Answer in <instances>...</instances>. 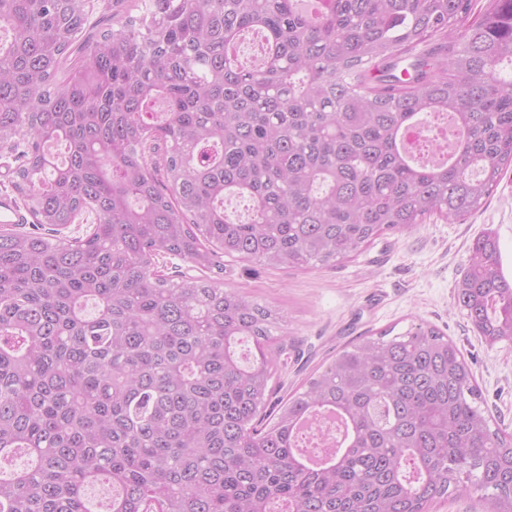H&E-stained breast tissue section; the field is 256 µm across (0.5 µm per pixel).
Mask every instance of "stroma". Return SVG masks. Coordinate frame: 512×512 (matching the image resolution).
<instances>
[{
  "mask_svg": "<svg viewBox=\"0 0 512 512\" xmlns=\"http://www.w3.org/2000/svg\"><path fill=\"white\" fill-rule=\"evenodd\" d=\"M487 230L511 280L512 171L465 223L434 217L417 230L377 240L357 259L323 269L266 268L228 258L219 279L225 288L282 310L287 349L280 357L279 396L322 371L356 336L390 328L400 333L424 321L456 343L485 406L512 432V342L485 344L454 298L469 247Z\"/></svg>",
  "mask_w": 512,
  "mask_h": 512,
  "instance_id": "35a3bbf8",
  "label": "stroma"
}]
</instances>
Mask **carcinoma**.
I'll return each instance as SVG.
<instances>
[{
	"label": "carcinoma",
	"instance_id": "cac0c4a2",
	"mask_svg": "<svg viewBox=\"0 0 512 512\" xmlns=\"http://www.w3.org/2000/svg\"><path fill=\"white\" fill-rule=\"evenodd\" d=\"M86 7L0 0V143L56 233L0 229V512H91L96 485L106 512H429L457 494L512 512V434L438 328L359 336L269 409L281 312L154 272L164 255L323 268L467 220L512 168V0L478 17L473 0H142L92 44ZM251 33L258 67L239 59ZM430 118L458 130L426 144L446 151L432 165L401 142ZM83 209L91 231L57 236ZM469 252L457 304L512 341L495 237ZM335 419L343 447L309 464L300 427Z\"/></svg>",
	"mask_w": 512,
	"mask_h": 512
}]
</instances>
